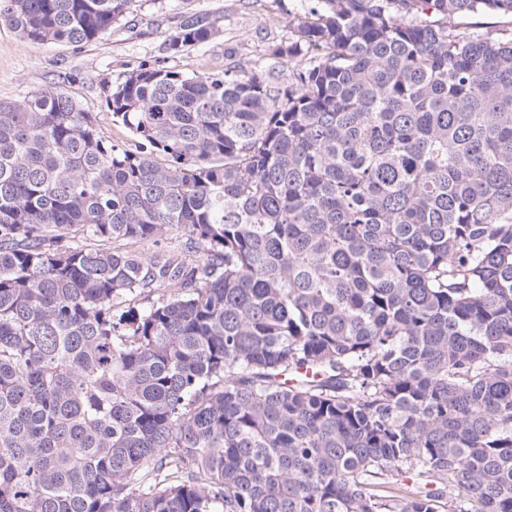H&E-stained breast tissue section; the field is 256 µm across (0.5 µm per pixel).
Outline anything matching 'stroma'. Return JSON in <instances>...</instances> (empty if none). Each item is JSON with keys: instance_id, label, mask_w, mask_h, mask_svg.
<instances>
[{"instance_id": "1", "label": "stroma", "mask_w": 512, "mask_h": 512, "mask_svg": "<svg viewBox=\"0 0 512 512\" xmlns=\"http://www.w3.org/2000/svg\"><path fill=\"white\" fill-rule=\"evenodd\" d=\"M204 14L214 37L188 52L173 55L166 43L184 8ZM301 0H135L126 19L99 39L80 47L22 40L0 25V100L17 101L32 92L60 89L96 115L101 128L126 148L136 141L113 125L105 104L104 81H119L138 62L160 64L191 75L223 73L228 67L270 66L283 46Z\"/></svg>"}]
</instances>
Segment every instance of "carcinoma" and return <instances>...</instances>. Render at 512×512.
Segmentation results:
<instances>
[{
    "label": "carcinoma",
    "mask_w": 512,
    "mask_h": 512,
    "mask_svg": "<svg viewBox=\"0 0 512 512\" xmlns=\"http://www.w3.org/2000/svg\"><path fill=\"white\" fill-rule=\"evenodd\" d=\"M312 2L286 81L104 82L134 150L0 101V512H512V28L463 21L512 0ZM132 5L0 24L79 47Z\"/></svg>",
    "instance_id": "carcinoma-1"
}]
</instances>
